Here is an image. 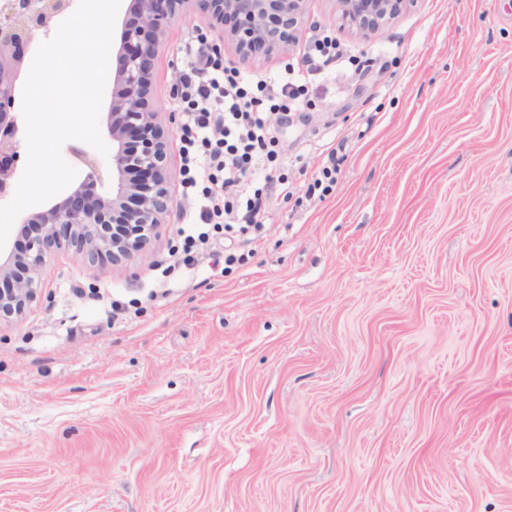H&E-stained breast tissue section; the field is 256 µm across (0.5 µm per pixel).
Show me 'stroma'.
<instances>
[{
  "label": "stroma",
  "instance_id": "stroma-1",
  "mask_svg": "<svg viewBox=\"0 0 512 512\" xmlns=\"http://www.w3.org/2000/svg\"><path fill=\"white\" fill-rule=\"evenodd\" d=\"M319 28L350 59L275 125L290 193L258 242L170 270L200 202L175 136L151 246L62 251L0 322V512H512V0H408L365 32L309 0L285 52L222 59L298 68ZM219 35L192 9L167 30L174 129L186 47Z\"/></svg>",
  "mask_w": 512,
  "mask_h": 512
}]
</instances>
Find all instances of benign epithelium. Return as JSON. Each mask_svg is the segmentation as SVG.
<instances>
[{
  "mask_svg": "<svg viewBox=\"0 0 512 512\" xmlns=\"http://www.w3.org/2000/svg\"><path fill=\"white\" fill-rule=\"evenodd\" d=\"M308 0H132L133 17L120 34V67L108 112L112 140V195L95 191L101 173L95 158L81 150L75 157L88 176L69 195L49 207L28 213L30 229L24 254L0 261V316L23 317L37 297L48 264L61 249H72L93 265L109 260L129 262L145 250L166 223L172 207L168 166L169 121L154 108L151 85L154 59L166 29L180 10L194 7L211 26L234 17L222 39L235 43L243 56L257 42L282 52L288 42L270 33V21L294 29ZM409 0H339L349 23L374 30L399 13ZM73 0H0V200L16 183L22 129L19 97L31 51L41 36L72 8Z\"/></svg>",
  "mask_w": 512,
  "mask_h": 512,
  "instance_id": "7a95c632",
  "label": "benign epithelium"
}]
</instances>
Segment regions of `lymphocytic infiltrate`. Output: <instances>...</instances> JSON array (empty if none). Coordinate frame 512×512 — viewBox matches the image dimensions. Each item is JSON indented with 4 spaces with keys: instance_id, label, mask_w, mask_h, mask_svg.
<instances>
[{
    "instance_id": "f902f5d3",
    "label": "lymphocytic infiltrate",
    "mask_w": 512,
    "mask_h": 512,
    "mask_svg": "<svg viewBox=\"0 0 512 512\" xmlns=\"http://www.w3.org/2000/svg\"><path fill=\"white\" fill-rule=\"evenodd\" d=\"M342 57L332 33L316 32L305 56L307 73L325 75ZM180 81L188 116L182 134L184 170L187 184L202 187L201 223H244L263 229L262 195L246 194L245 189L274 157L273 112L290 110L304 94L293 68L251 83L237 68L222 65L200 49L192 53Z\"/></svg>"
}]
</instances>
